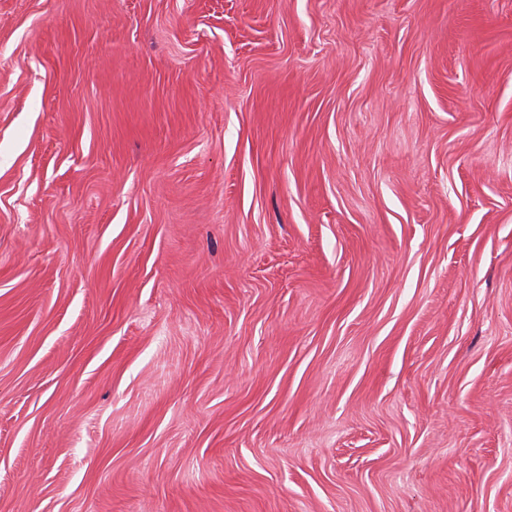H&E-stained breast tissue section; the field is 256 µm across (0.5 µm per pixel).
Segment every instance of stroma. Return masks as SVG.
Here are the masks:
<instances>
[{"instance_id": "obj_1", "label": "stroma", "mask_w": 512, "mask_h": 512, "mask_svg": "<svg viewBox=\"0 0 512 512\" xmlns=\"http://www.w3.org/2000/svg\"><path fill=\"white\" fill-rule=\"evenodd\" d=\"M0 512H512V0H0Z\"/></svg>"}]
</instances>
